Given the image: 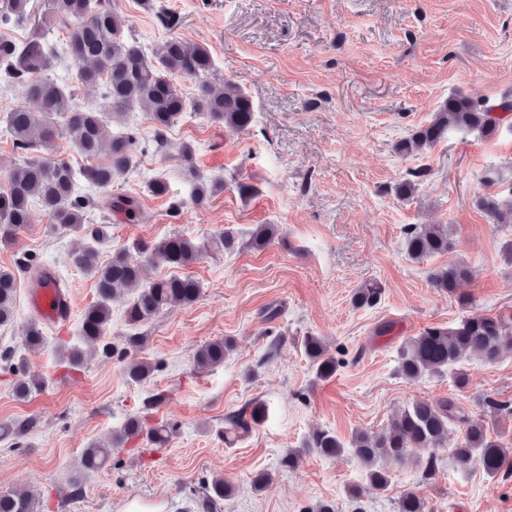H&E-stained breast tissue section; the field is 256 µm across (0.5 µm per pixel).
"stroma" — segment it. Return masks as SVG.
Instances as JSON below:
<instances>
[{
    "label": "stroma",
    "instance_id": "1",
    "mask_svg": "<svg viewBox=\"0 0 512 512\" xmlns=\"http://www.w3.org/2000/svg\"><path fill=\"white\" fill-rule=\"evenodd\" d=\"M146 54H162L180 38L206 45L210 82L230 80L252 97L254 119L234 134L195 112L167 129L163 146L153 141L146 112L127 124L108 122L119 135L133 126L147 145L136 167L115 176L110 188L82 182L94 200L88 223L111 227L96 249L100 261L138 240L180 235L201 242L233 233L239 247L211 250L189 267L201 284L189 306L162 309L129 325L125 303L112 304L102 346L85 349L81 365L60 358L81 346L84 311L96 300L93 279L73 262L74 237L52 224L41 208L16 237L0 243V267L25 262L56 268L74 302L66 333L43 327L31 349L25 329L34 316L21 275L15 317L0 327V350L10 349L24 373L43 378L42 392L22 399L16 376L0 371V423H27L18 437L0 441V493L26 494L39 512H118L139 498L164 512H398L408 491L426 512H512V476H486L460 468L453 450L464 427L448 428L437 451V470L423 479L412 465L387 459L386 491L360 498L367 470L351 453L325 458L307 448L313 430L333 431L342 442L358 432H383L401 409L417 400L455 396L466 415L484 418L493 438L512 448V414L490 415L488 401L512 403V354L489 364L473 358L412 382L398 371L406 339L431 326H451L463 312L454 298L430 283L435 269L464 264L472 272L460 285L475 312L512 311V265L503 249L512 224H499L474 204L476 196L512 199V128L490 136L457 132L433 149L410 156L395 145L424 125L449 96L512 99V0H110ZM173 15L168 28L161 13ZM191 145L194 164L224 187L206 202L190 200L192 183L180 155ZM425 171L414 196L399 199L394 186L410 171ZM499 175L497 183L486 173ZM163 178L165 196L146 189ZM256 192L239 196L236 181ZM132 197L140 215L104 208L114 194ZM258 224L279 225L282 241L256 251L247 241ZM444 224L447 252L420 260L404 249V231ZM381 284L379 304L356 308L351 296L365 283ZM276 308L267 319V308ZM320 337L338 366L317 378L303 339ZM137 345H129V337ZM230 339L222 364L198 369L197 349ZM153 367L143 381L128 377L130 363ZM462 370L469 388L455 392ZM269 406L267 421L228 445V415L256 401ZM165 424V447L145 440L113 442L130 418ZM112 441L108 463L90 471L80 463L85 448ZM295 455L293 468L283 467ZM267 477L255 488L256 474ZM231 495L215 497V480Z\"/></svg>",
    "mask_w": 512,
    "mask_h": 512
}]
</instances>
